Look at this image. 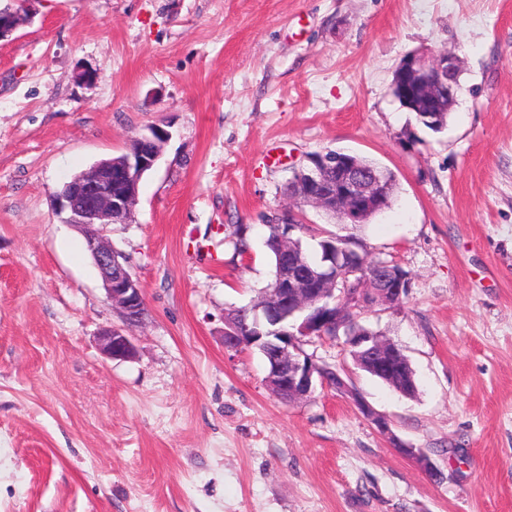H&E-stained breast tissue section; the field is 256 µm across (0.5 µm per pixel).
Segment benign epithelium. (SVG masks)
<instances>
[{"label": "benign epithelium", "instance_id": "7a95c632", "mask_svg": "<svg viewBox=\"0 0 512 512\" xmlns=\"http://www.w3.org/2000/svg\"><path fill=\"white\" fill-rule=\"evenodd\" d=\"M18 27L14 11L0 9V40L10 37ZM460 70L461 61L454 54L408 55L395 71L393 96L435 126L438 113L449 110L457 96L459 88L455 76ZM169 136L170 133L160 126L149 129V133L132 140L123 156L99 161L65 184L55 197L62 222L86 229L87 251L99 269L107 296L120 309L128 326L139 323L144 314L142 288L138 279L119 261V254L91 228L131 221L139 183L157 165L162 145ZM291 181L297 189L293 203L331 211L340 224L362 223L364 217L379 206L388 189L379 173L358 166L352 156L340 152L322 155V162L313 167L293 169ZM340 260V254L328 253L322 261L321 271L308 272L306 280L295 267L282 261L269 302L259 304L257 308L275 324L298 311L306 313L288 331L264 336L257 327L241 329L231 322L224 329L225 349L235 352L252 347L260 349L269 364L266 382L289 402L311 396L318 385L346 389L340 374L328 377L305 352L303 346L311 338L336 340L334 336H326L324 330L339 328L344 317H355L374 305L395 308L409 288L408 277L389 263L381 264L380 275L374 278L362 276L361 268L353 262L348 266L346 276L361 280L363 287L338 296L334 285ZM346 345L362 350L366 367L380 378L391 375V360L400 354L396 344L374 336L348 335ZM101 349L113 359H125L134 354L130 336L120 329H110L101 335ZM354 401L381 432H389L384 416L376 413L361 396H354ZM394 446L415 458L427 472H434L432 463L421 450L398 440L394 441Z\"/></svg>", "mask_w": 512, "mask_h": 512}]
</instances>
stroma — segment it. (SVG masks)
Segmentation results:
<instances>
[{"instance_id":"35a3bbf8","label":"stroma","mask_w":512,"mask_h":512,"mask_svg":"<svg viewBox=\"0 0 512 512\" xmlns=\"http://www.w3.org/2000/svg\"><path fill=\"white\" fill-rule=\"evenodd\" d=\"M0 512H512V0H0ZM460 57L440 131L392 95L413 53ZM94 73L93 82L78 80ZM160 125L129 224L101 232L145 301L130 359L84 235L54 194ZM341 150L396 176L365 225L303 207L301 238L357 233L409 272L361 316L407 357L406 396L342 343L350 394L286 403L224 312L270 279L267 217L293 167ZM245 228L247 254L221 238ZM421 449L433 478L393 446ZM102 351L113 359L130 358L134 354V345L123 330L110 329L101 335Z\"/></svg>"}]
</instances>
